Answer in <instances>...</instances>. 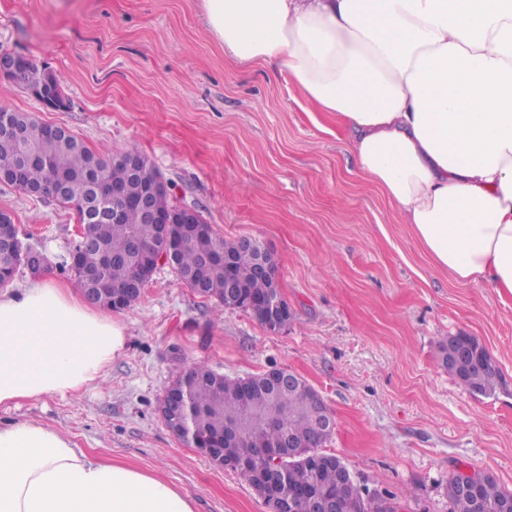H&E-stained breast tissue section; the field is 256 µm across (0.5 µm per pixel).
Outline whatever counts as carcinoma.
<instances>
[{"instance_id":"1","label":"carcinoma","mask_w":512,"mask_h":512,"mask_svg":"<svg viewBox=\"0 0 512 512\" xmlns=\"http://www.w3.org/2000/svg\"><path fill=\"white\" fill-rule=\"evenodd\" d=\"M9 118L10 128L0 132V165L19 169L16 189L27 186L65 184L58 201L77 213L96 209L100 189H108L126 199L124 219L118 223L101 219L87 225L84 242L78 243L83 270L92 275L90 287L101 297L127 296L135 283L142 262L163 250L175 254L173 269L187 287L203 282V297L214 302L215 312L222 314L233 307L251 313L267 324L262 308L273 289V279L257 271L260 248L247 238L226 241L216 237L201 214L195 221L201 231L185 236L177 225L162 226L149 222L140 204L143 186L152 172L144 168L135 174L127 156L138 155L135 146L120 151L90 149L73 132L58 133L27 112L0 108V127ZM150 207L166 213L174 208L170 193L159 190L151 195ZM233 257V276L224 269V255ZM23 258L7 247H0V274L4 282ZM442 366L465 389L491 395L499 385V374L486 349L473 336L463 332L448 337L441 347ZM251 388L245 392L240 380L214 373L202 365L182 369L176 382L187 387L192 405L189 430L194 444L203 448L222 433L229 422L243 424L242 435L224 442V460L246 461L250 469L240 471L250 479L251 471L268 464L263 452L273 449L283 436L310 445L313 453L326 442L316 434L307 398L295 390L272 392L264 375L249 377ZM340 458L321 454V465L314 474L297 464L288 473L285 490L294 493L296 512H308V504L317 493L340 496V512H394L393 499L368 488L339 486L336 463ZM464 473L448 478L451 512H499L512 501V491L503 489L492 475H487L475 499L459 490Z\"/></svg>"}]
</instances>
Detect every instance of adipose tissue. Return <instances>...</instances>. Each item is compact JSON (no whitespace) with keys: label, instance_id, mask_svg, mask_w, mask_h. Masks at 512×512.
<instances>
[{"label":"adipose tissue","instance_id":"adipose-tissue-1","mask_svg":"<svg viewBox=\"0 0 512 512\" xmlns=\"http://www.w3.org/2000/svg\"><path fill=\"white\" fill-rule=\"evenodd\" d=\"M224 52L348 134L435 267L512 295V0H202ZM123 323L50 278L0 296V408L76 395ZM0 512H194L185 492L39 421L0 425Z\"/></svg>","mask_w":512,"mask_h":512}]
</instances>
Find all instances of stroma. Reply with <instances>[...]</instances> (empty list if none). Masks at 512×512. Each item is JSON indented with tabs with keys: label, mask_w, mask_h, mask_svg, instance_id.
Here are the masks:
<instances>
[{
	"label": "stroma",
	"mask_w": 512,
	"mask_h": 512,
	"mask_svg": "<svg viewBox=\"0 0 512 512\" xmlns=\"http://www.w3.org/2000/svg\"><path fill=\"white\" fill-rule=\"evenodd\" d=\"M55 72L68 107L45 108L0 78V108L62 125L94 150L137 147L174 205L202 211L215 234L251 237L276 264L291 317L270 332L242 310L213 311L167 265L138 302L115 311L125 351L101 384L0 408V425L35 419L96 457L167 480L195 512H267L237 472L179 441L158 412L180 368L229 377L285 369L324 399L336 429L321 450L399 512H449L457 471L512 490V297L434 267L399 211L359 177L344 134L325 131L283 76L227 58L201 0H0V52ZM24 244L48 274L78 240L76 212L0 183ZM475 336L499 373L494 395L448 374L440 347Z\"/></svg>",
	"instance_id": "stroma-1"
}]
</instances>
